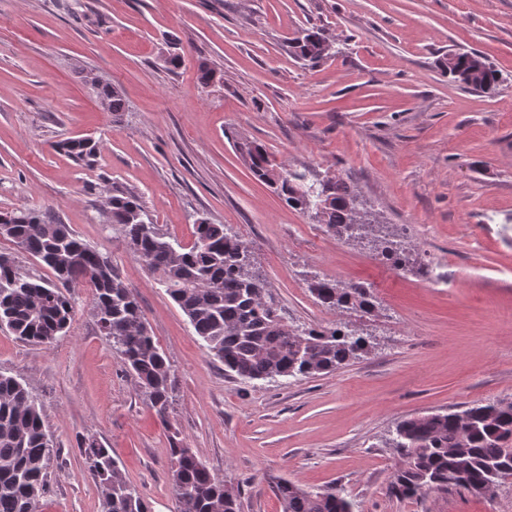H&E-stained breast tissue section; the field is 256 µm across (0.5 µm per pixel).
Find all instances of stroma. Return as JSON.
<instances>
[{
	"instance_id": "stroma-1",
	"label": "stroma",
	"mask_w": 512,
	"mask_h": 512,
	"mask_svg": "<svg viewBox=\"0 0 512 512\" xmlns=\"http://www.w3.org/2000/svg\"><path fill=\"white\" fill-rule=\"evenodd\" d=\"M310 27L332 44L316 64L292 48ZM463 52L497 71L494 91L448 75L443 61ZM97 79L123 112L104 108ZM87 137L100 143L88 166L61 148ZM245 143L345 180L407 266L288 207L252 175ZM116 187L169 240L190 244L200 219L225 225L288 326L348 324L369 350L307 378L226 374L109 224ZM17 207L109 257L175 373L158 416L86 285L67 336L34 345L0 328V373L27 386L55 442L39 512H104L88 438L150 512H177L176 442L238 485L240 512H282L284 480L340 488L355 512H512L511 478L489 494L390 491L400 421L512 399V0H0V211ZM323 279L366 284L372 311L322 305L309 286Z\"/></svg>"
}]
</instances>
